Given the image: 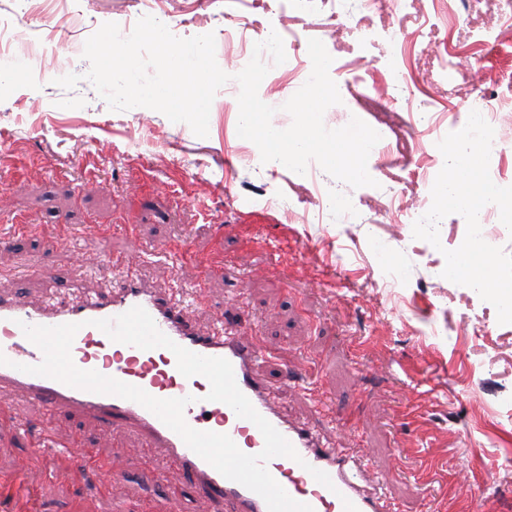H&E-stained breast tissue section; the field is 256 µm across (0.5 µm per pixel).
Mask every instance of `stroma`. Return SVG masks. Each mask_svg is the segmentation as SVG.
Listing matches in <instances>:
<instances>
[{
    "mask_svg": "<svg viewBox=\"0 0 512 512\" xmlns=\"http://www.w3.org/2000/svg\"><path fill=\"white\" fill-rule=\"evenodd\" d=\"M78 24L51 53L0 77V293L42 304L74 283L103 293L123 269L102 277L93 260L138 246L139 274L158 288L199 290L200 329L221 318L254 328L260 374L278 382L292 367L310 395L281 390L290 419L342 423L326 437L387 477L400 512H512V324L493 305L442 275L443 250L466 234L463 216L439 224L441 250L414 238L410 215L431 204L443 159L423 155L416 100L452 132L454 113L475 97L512 105V20L506 0H313L281 11L275 0H75ZM150 15L181 38L214 33L223 71L241 63L224 28L244 18L248 34H298L285 50L310 64L307 40L323 42L343 70L341 104L326 127L359 118L389 149L375 154L372 187L351 188L317 162L298 175L262 162L237 134V95L218 90L207 137L145 107L111 110L86 80V39L107 22ZM410 53L396 59L397 45ZM74 73L70 90L56 78ZM295 81L274 71L259 87L287 128L283 104ZM398 269L397 287L385 285ZM16 417L56 442L96 452L94 467L30 454L16 417L0 415V476L21 493L0 512H213L188 484L159 480L166 460L142 459L132 424L106 428L61 408L47 414L19 401Z\"/></svg>",
    "mask_w": 512,
    "mask_h": 512,
    "instance_id": "stroma-1",
    "label": "stroma"
}]
</instances>
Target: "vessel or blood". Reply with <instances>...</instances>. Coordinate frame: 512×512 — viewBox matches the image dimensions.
Returning <instances> with one entry per match:
<instances>
[{
  "instance_id": "b4317fda",
  "label": "vessel or blood",
  "mask_w": 512,
  "mask_h": 512,
  "mask_svg": "<svg viewBox=\"0 0 512 512\" xmlns=\"http://www.w3.org/2000/svg\"><path fill=\"white\" fill-rule=\"evenodd\" d=\"M192 297V291L183 288L160 291L134 273L108 293L57 296L39 306L28 305L15 295H0V354L7 359L6 364L0 365V412H12V399L18 396L47 412L67 407L90 414L108 427L134 423L145 440L146 453L158 452L167 457L169 468L163 481L180 479L191 483L221 504L224 512H268L261 496L221 475L142 405L21 372V365L42 360L40 349L24 335L22 324H79L71 347L72 360L78 368L98 371L157 398L190 397L184 411L189 426L228 435L244 453H260L264 439L259 429L251 421L237 417L228 405L207 401V379L184 377L170 350H142L116 343L95 326L97 320L111 319L139 306L176 344L231 363L239 389L298 453L294 460L275 457L267 463L272 477L290 497L309 505L313 512H344L348 501L357 512H399L398 505L384 492V478H371L367 460L329 447L316 431L288 420L280 411L268 383L254 370L260 351L249 330L234 326L208 334L198 332L189 314ZM315 468L329 475L332 487L313 478L311 471Z\"/></svg>"
}]
</instances>
